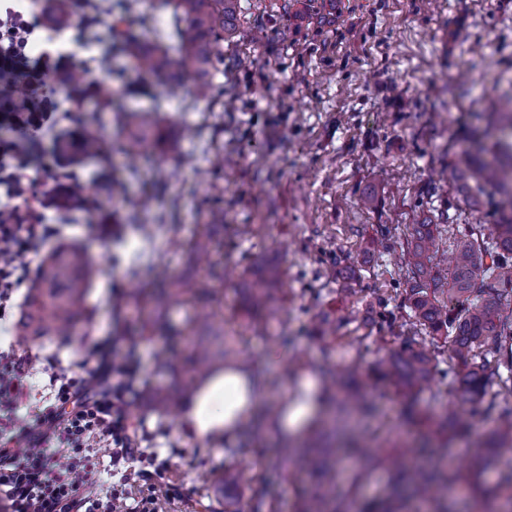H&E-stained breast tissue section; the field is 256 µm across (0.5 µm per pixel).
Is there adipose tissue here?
Returning a JSON list of instances; mask_svg holds the SVG:
<instances>
[{"mask_svg": "<svg viewBox=\"0 0 512 512\" xmlns=\"http://www.w3.org/2000/svg\"><path fill=\"white\" fill-rule=\"evenodd\" d=\"M260 399L256 378L228 366L203 383L187 405L183 422L200 438L231 437L240 421L256 416Z\"/></svg>", "mask_w": 512, "mask_h": 512, "instance_id": "adipose-tissue-1", "label": "adipose tissue"}]
</instances>
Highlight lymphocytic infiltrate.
<instances>
[{
  "label": "lymphocytic infiltrate",
  "instance_id": "f902f5d3",
  "mask_svg": "<svg viewBox=\"0 0 512 512\" xmlns=\"http://www.w3.org/2000/svg\"><path fill=\"white\" fill-rule=\"evenodd\" d=\"M66 42L65 32L21 2L0 11V319L30 279L25 256L40 252L57 224L77 219L57 208L55 158L37 152L60 119V91L70 85L75 61ZM51 71L52 84L45 80ZM111 352L107 340L66 368L44 358L54 402L21 419L29 364L0 351V499L8 512H158L155 497L128 493V470L109 494H97L98 472L82 457L97 440L108 443L114 461L138 456L123 410L135 366L126 363L122 381H114L102 364Z\"/></svg>",
  "mask_w": 512,
  "mask_h": 512
}]
</instances>
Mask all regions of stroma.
Returning a JSON list of instances; mask_svg holds the SVG:
<instances>
[{
    "instance_id": "1",
    "label": "stroma",
    "mask_w": 512,
    "mask_h": 512,
    "mask_svg": "<svg viewBox=\"0 0 512 512\" xmlns=\"http://www.w3.org/2000/svg\"><path fill=\"white\" fill-rule=\"evenodd\" d=\"M113 0H70V22L86 49L79 58L92 70L95 88L79 110L98 112L114 129L113 105L156 108L162 140L156 153L133 166L131 196L151 192L158 181L167 190L161 201L127 222V209L97 198L77 224L63 227L58 243L82 247L95 275L86 297V319L74 338L56 336L21 341L15 318L0 321V345L28 357L56 352L63 362L82 358L109 338L118 354L134 352L140 389L169 384L156 356L166 339L140 334L139 314L118 311L112 299L157 272L170 279L198 277L205 264L235 268L215 300L224 304L214 327L234 337L236 348L257 365L262 404L297 398V385L319 381V366H351L368 385L370 413L352 428L372 447L391 450L424 446L423 463L437 464L431 427L406 418V399L388 383L368 377L381 348L393 346L387 333L373 334L362 352L342 346L324 349L313 323L324 313L340 315L341 288L356 295L378 290L387 308L402 311L408 278L384 253H364L366 239L380 225L406 227L415 219L443 222L455 215L458 194L452 166L475 149L471 132L486 125L502 96H512V0H240L247 42L224 47L236 58L231 73L215 67L210 87L184 75L176 96L149 86L144 71L117 55L111 70L100 69L104 47L92 40L112 16ZM233 80L234 111L218 100L225 80ZM231 152L234 168L212 171L217 148ZM115 169L97 161L80 162L78 182L92 192L129 166ZM374 193L372 207L361 198ZM224 211L225 224H245L248 234L232 238L223 226L212 230L207 263L195 262L187 243L210 209ZM177 212L178 223L168 221ZM360 266L359 277H327V269ZM279 268L272 293V317L245 321L246 290ZM287 326L293 338L277 337ZM304 369L290 373L294 358ZM127 418L147 456L148 481L131 485L133 494L151 493L166 512H216L221 500L215 482L225 469H245L244 498L262 492L277 512H296L316 491L314 479L285 467L265 430L245 438L200 439L167 414L137 399ZM473 434L454 440L448 464L468 460L477 438L492 425L484 405L470 406ZM336 491L353 492L355 508L377 502L389 476L375 471L364 486L351 488L352 462L340 443H332Z\"/></svg>"
}]
</instances>
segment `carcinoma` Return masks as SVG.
Masks as SVG:
<instances>
[{"mask_svg": "<svg viewBox=\"0 0 512 512\" xmlns=\"http://www.w3.org/2000/svg\"><path fill=\"white\" fill-rule=\"evenodd\" d=\"M174 14L169 27L158 28L144 17L141 30H121L113 25L118 40L112 51L133 58L151 75L153 85L170 91L182 72H193L209 84L216 60L224 61V42L248 40L247 29L240 24L238 0H174ZM115 122L123 136L115 140L95 130L84 134L82 157L107 162L120 154L130 159L146 153L159 137L156 113L127 112L115 108ZM498 164L465 160L453 171L455 188L467 208L482 205L498 215L490 230L483 224L461 226L446 217L448 227L423 220L412 225L404 239L394 238L391 228L383 226L370 245L383 246L394 264L406 271L409 288L405 289V307L409 313L387 316L377 323L386 332L401 339L380 359L376 371L406 398L428 386L436 357L445 353L456 368L454 392L461 402L478 401L495 414L494 426L480 450L469 459L467 473L473 481L468 512H512V476L492 487L480 483L482 471L502 451L512 449V142L495 143ZM165 193L163 184L154 192L137 199L128 197L125 183L112 180L111 195L131 206L129 219L150 207ZM224 224V210L213 209L189 250L195 257L209 254L211 228ZM448 232V247H443V232ZM93 275L86 252L74 245L60 246L47 254L39 268L38 281L27 297L18 318L19 334L31 338L72 336L83 318V300ZM212 288L206 281L184 279L163 281L152 290L136 288L118 303L150 311L181 298L210 300ZM233 350L224 337L209 341L193 339L188 346V375L171 387H154L152 401L163 409L176 406L186 394L193 395L200 381L215 371L217 362L229 361ZM351 372L328 364L322 370L323 401L359 403L360 394L348 393ZM443 432L463 431L468 423L458 413L443 409L433 414ZM336 431V423L315 421L306 428V438L297 448L284 441L280 454L284 462L300 469L317 472L318 492L297 512H325L327 499L336 494V466L318 462L320 442ZM364 460L368 468L355 477L358 484L378 466L393 475L382 501L371 512H404L399 487L429 504V512H458L448 501V486L461 482L459 470H428L410 464L414 448H400L378 457L374 449L359 443L348 449ZM237 485L236 475L224 471V512H259L246 510L236 494H227Z\"/></svg>", "mask_w": 512, "mask_h": 512, "instance_id": "cac0c4a2", "label": "carcinoma"}]
</instances>
